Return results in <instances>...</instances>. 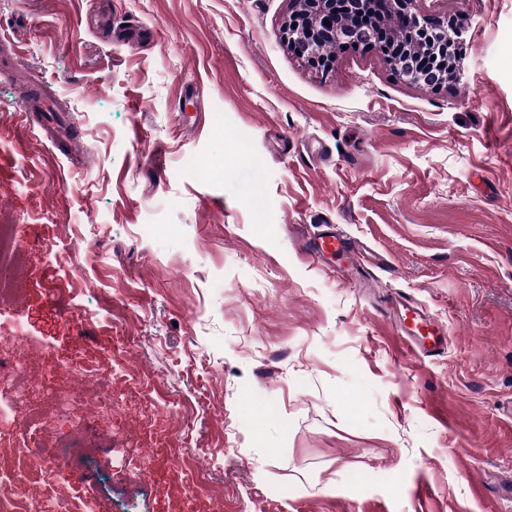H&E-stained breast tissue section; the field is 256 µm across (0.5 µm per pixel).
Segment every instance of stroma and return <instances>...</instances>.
<instances>
[{"label":"stroma","instance_id":"stroma-1","mask_svg":"<svg viewBox=\"0 0 512 512\" xmlns=\"http://www.w3.org/2000/svg\"><path fill=\"white\" fill-rule=\"evenodd\" d=\"M158 27L137 45L88 24ZM289 0H0V225L30 268L25 357L78 395L65 358L113 352L129 406L59 436L33 495L71 512H174L182 469L210 512H512V0H417L461 32L439 90L377 49L311 68ZM43 86L80 142L26 126ZM205 117L186 130L190 114ZM369 246L339 279L297 248L322 225ZM443 326L430 360L389 320ZM159 413L179 460L120 458Z\"/></svg>","mask_w":512,"mask_h":512}]
</instances>
